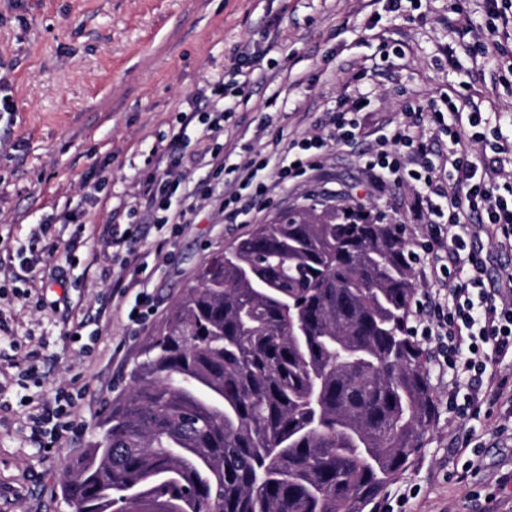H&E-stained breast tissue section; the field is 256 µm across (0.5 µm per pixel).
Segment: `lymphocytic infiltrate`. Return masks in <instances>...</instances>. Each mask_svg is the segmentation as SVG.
Instances as JSON below:
<instances>
[{
    "instance_id": "obj_1",
    "label": "lymphocytic infiltrate",
    "mask_w": 512,
    "mask_h": 512,
    "mask_svg": "<svg viewBox=\"0 0 512 512\" xmlns=\"http://www.w3.org/2000/svg\"><path fill=\"white\" fill-rule=\"evenodd\" d=\"M231 80L218 91L224 103L202 115L201 136L214 138L222 129L230 97L246 86L266 81L264 71L233 65ZM367 101L345 95L331 112L330 129L324 135H306L289 141L274 139L268 157L259 164L236 166L232 190L224 198V211L231 218L248 214L251 194H263L268 185L296 181L317 170L329 145L342 144L364 133L361 112ZM413 123L396 125L376 137L368 166L378 188L411 185L417 193V209L426 224L418 264L427 267L431 287L425 294L421 315L413 333L437 342V363L453 372L448 382V405L461 416L491 418L505 407L512 411V378L502 376L498 365L512 355V302L498 300V291L485 283L484 260L472 245L469 229L478 225L503 250L512 251V180H501L495 156L511 148L488 140L481 132L482 113L467 94L459 90L427 103L413 114ZM441 130L448 137V177L436 175L427 131ZM411 149L416 167H409L403 154ZM182 173L173 164L157 168L143 195L151 224L158 230L189 223L191 208H172L168 195L180 189ZM137 234H112V262L122 266L127 283L118 293L135 291L136 309L127 318L145 323L152 300L144 286L147 266L141 260ZM75 396L56 391L52 403L33 417L31 432L40 447H57L63 438L77 432L73 416Z\"/></svg>"
}]
</instances>
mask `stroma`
Returning <instances> with one entry per match:
<instances>
[{
    "label": "stroma",
    "mask_w": 512,
    "mask_h": 512,
    "mask_svg": "<svg viewBox=\"0 0 512 512\" xmlns=\"http://www.w3.org/2000/svg\"><path fill=\"white\" fill-rule=\"evenodd\" d=\"M419 0L394 19L386 0H0V512H72L60 485L67 463L88 448L103 412L127 388L147 336L161 325L202 264L228 250L256 225L313 204L354 207L404 221L411 243L424 227L412 187L385 193L372 187L365 163L373 132H389L406 104L439 99L449 86L468 85L500 139L512 143V93L493 88L495 52L469 54L455 47L456 29L483 40V0ZM277 29V43L268 32ZM270 78L235 98L218 141L230 163L264 157L275 136L317 130L345 91L365 97L367 134L332 146L313 178L269 187L245 223L224 221L227 175H215L204 144L175 135L183 116L210 109L214 87L228 77L243 46ZM181 158L191 221L171 238V259L147 256L154 309L143 326L128 322L134 292L118 295L119 269L101 277L104 226H134L146 245L158 232L133 216L159 158ZM76 236L70 257L38 267L16 256L36 225ZM83 322L78 341L66 330ZM426 366L435 414L425 446L377 497L403 512H485L495 496L499 512H512V418L470 419L448 406L447 370L426 340ZM39 351L43 388L22 390L24 355ZM85 395L73 409L83 426L60 448L42 452L29 418L43 398L72 383ZM30 401H22L23 393ZM471 436L475 468L460 479Z\"/></svg>",
    "instance_id": "obj_1"
}]
</instances>
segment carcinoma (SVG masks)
<instances>
[{"instance_id": "1", "label": "carcinoma", "mask_w": 512, "mask_h": 512, "mask_svg": "<svg viewBox=\"0 0 512 512\" xmlns=\"http://www.w3.org/2000/svg\"><path fill=\"white\" fill-rule=\"evenodd\" d=\"M409 254L309 207L212 256L68 466L74 512H364L434 417Z\"/></svg>"}]
</instances>
